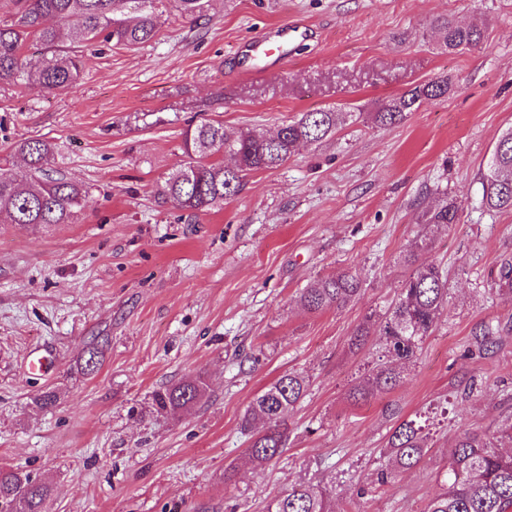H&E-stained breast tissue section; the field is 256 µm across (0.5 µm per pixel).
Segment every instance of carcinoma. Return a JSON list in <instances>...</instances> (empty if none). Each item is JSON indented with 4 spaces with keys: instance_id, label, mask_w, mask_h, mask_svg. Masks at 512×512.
<instances>
[{
    "instance_id": "cac0c4a2",
    "label": "carcinoma",
    "mask_w": 512,
    "mask_h": 512,
    "mask_svg": "<svg viewBox=\"0 0 512 512\" xmlns=\"http://www.w3.org/2000/svg\"><path fill=\"white\" fill-rule=\"evenodd\" d=\"M184 17L199 20L206 0H5L11 18L0 23V83L33 84L50 94L72 89L81 79L83 64L73 45L104 42L134 50L157 35L163 24L159 5ZM430 25L439 33V46L448 53L460 52L485 42L483 24H460L440 15ZM451 83L440 77L419 84L392 98L370 114L380 127L404 123L423 104L448 94ZM356 116L334 109L302 112L272 132L232 131L220 122L203 121L184 132V160L157 187L158 198L194 220L238 194L246 175L284 164L297 148L334 134L338 126ZM13 155L23 162L22 172L0 166V224H72L85 208L88 187L76 183L58 166L56 144L26 139L14 144ZM481 204L491 212L512 210V127L505 129L479 173ZM459 208L446 197L422 215L433 230L458 223ZM420 243L403 252L410 270L392 307L382 315L371 314L383 346L375 365L349 390L354 403L398 388L404 369L416 362L424 339L432 333L448 304V279L433 263L419 261ZM361 292L357 275L344 273L320 278L299 295L300 305L311 313L337 308ZM306 378L286 372L250 402L241 427L252 428L257 420L267 431L249 448L258 465H265L284 451L288 438L286 415L305 396ZM207 392L206 380L165 385L153 392L154 412L175 415L200 402ZM429 424L402 420L387 441V464L380 471L386 483L397 472L417 465L427 448ZM512 441V423L490 435L464 428L450 453L445 489L429 503L427 512H512V451L498 450L497 442ZM50 494L47 484L18 469L0 468V503L12 512H42ZM267 512H332L327 490L311 483H296L269 501Z\"/></svg>"
}]
</instances>
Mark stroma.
Wrapping results in <instances>:
<instances>
[{
    "mask_svg": "<svg viewBox=\"0 0 512 512\" xmlns=\"http://www.w3.org/2000/svg\"><path fill=\"white\" fill-rule=\"evenodd\" d=\"M438 14L484 20L487 42L440 51ZM292 22L306 37L261 74L242 47ZM440 76L447 97L403 124L367 120ZM340 107L364 117L251 173L195 223L157 203L189 121L272 131ZM511 125L512 0H210L197 21L166 14L137 50L88 53L69 92L0 84V159L17 140H51L90 189L76 223L0 224V467L49 484L45 512H266L301 481L326 486L336 512H426L460 427L512 420V291L497 283L512 262V211H486L478 182ZM445 196L460 221L430 232L422 213ZM420 238L421 260L448 277L447 308L401 387L352 403L380 341L349 339L392 304L409 274L400 256ZM346 271L361 279L356 300L298 306L301 289ZM91 346L102 364L87 375ZM33 356L51 372L30 371ZM286 372L308 390L287 415L284 452L257 466L241 419ZM198 375L200 403L150 413L154 390ZM46 390L58 402L42 410L32 399ZM443 406L420 464L379 482L396 420Z\"/></svg>",
    "mask_w": 512,
    "mask_h": 512,
    "instance_id": "obj_1",
    "label": "stroma"
}]
</instances>
